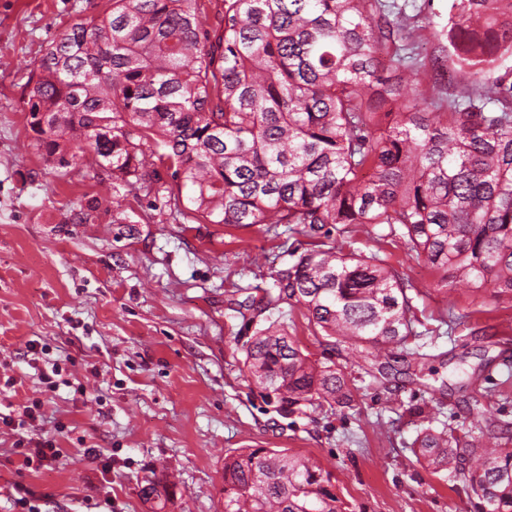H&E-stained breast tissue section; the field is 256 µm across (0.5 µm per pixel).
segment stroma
<instances>
[{"label":"stroma","instance_id":"obj_1","mask_svg":"<svg viewBox=\"0 0 512 512\" xmlns=\"http://www.w3.org/2000/svg\"><path fill=\"white\" fill-rule=\"evenodd\" d=\"M392 2L416 16L408 50L430 63L448 0ZM109 5L0 0V413L40 412L24 430L0 424V512H151L140 495L150 468L177 486L167 512H224V455L249 447L314 458L357 512H474L466 491L417 462L407 410L436 406L462 431L480 387L500 393L496 418L512 425V305L493 298L490 281L476 293H432L415 302L422 323L435 327L449 303L465 322L425 337L420 359L371 364L350 357L348 343L320 342L294 311L288 331L302 350L351 361L360 391L336 414L272 412L244 378L249 333L231 289L271 287L289 245L308 237L283 225L273 235L260 224H184L167 196L113 193L106 171L54 168L34 146L25 106L38 59ZM331 240L379 253L416 284L439 280L397 238L359 226ZM30 437L55 440L61 457L26 463L17 441ZM19 484L30 491L24 505Z\"/></svg>","mask_w":512,"mask_h":512}]
</instances>
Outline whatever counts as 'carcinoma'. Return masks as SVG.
<instances>
[{
	"label": "carcinoma",
	"instance_id": "1",
	"mask_svg": "<svg viewBox=\"0 0 512 512\" xmlns=\"http://www.w3.org/2000/svg\"><path fill=\"white\" fill-rule=\"evenodd\" d=\"M111 2L37 61L35 146L59 168L95 165L115 186L168 194L186 224L302 226L312 247H288L273 287L236 302L252 312L247 381L275 411L335 413L357 391L346 366L311 359L272 319L284 305L365 360L435 333L413 312L429 290L377 253L327 245L336 225L385 228L439 286L478 291L491 276L512 304V82L499 74L512 0H448L438 35L462 91L445 112L423 89L435 71L401 54L414 22L386 0H209L212 31L202 0ZM386 59L408 77L382 76ZM496 404L482 393L477 430L461 436L434 426L435 407L412 412L417 460L462 483L476 512H512V448L480 427ZM144 482L152 512H165L176 485L155 470ZM222 492L224 512H355L330 471L273 448L226 453Z\"/></svg>",
	"mask_w": 512,
	"mask_h": 512
}]
</instances>
